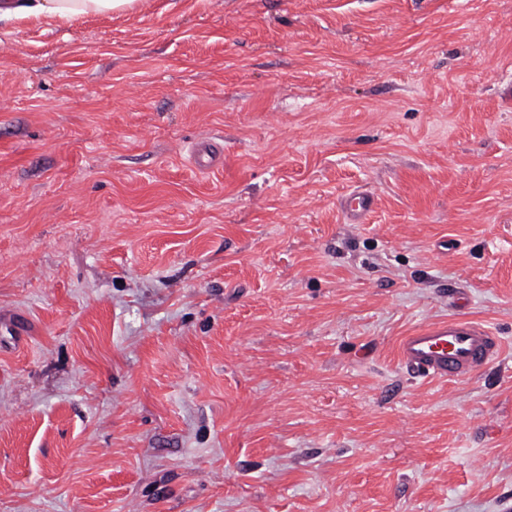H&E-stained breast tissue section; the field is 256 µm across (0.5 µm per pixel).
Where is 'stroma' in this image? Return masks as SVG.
I'll list each match as a JSON object with an SVG mask.
<instances>
[{"mask_svg": "<svg viewBox=\"0 0 512 512\" xmlns=\"http://www.w3.org/2000/svg\"><path fill=\"white\" fill-rule=\"evenodd\" d=\"M453 292L502 353L408 376ZM1 313L0 512H501L512 0L1 16ZM375 202V194L369 190H358L348 194L343 199L341 208L345 221L348 224H362L373 210Z\"/></svg>", "mask_w": 512, "mask_h": 512, "instance_id": "35a3bbf8", "label": "stroma"}]
</instances>
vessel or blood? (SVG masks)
<instances>
[{"label": "vessel or blood", "instance_id": "b4317fda", "mask_svg": "<svg viewBox=\"0 0 512 512\" xmlns=\"http://www.w3.org/2000/svg\"><path fill=\"white\" fill-rule=\"evenodd\" d=\"M372 191L348 194L341 211L350 224L363 223L375 206ZM502 338L485 323L463 314L430 322L402 336L399 360L415 376L456 380L476 375L493 364L501 351Z\"/></svg>", "mask_w": 512, "mask_h": 512}]
</instances>
